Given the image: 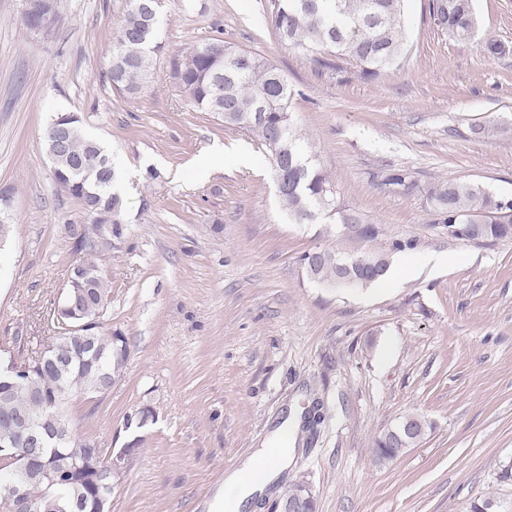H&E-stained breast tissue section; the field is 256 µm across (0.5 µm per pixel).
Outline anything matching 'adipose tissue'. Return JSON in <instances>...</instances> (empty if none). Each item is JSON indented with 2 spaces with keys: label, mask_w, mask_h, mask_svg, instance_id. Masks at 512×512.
<instances>
[{
  "label": "adipose tissue",
  "mask_w": 512,
  "mask_h": 512,
  "mask_svg": "<svg viewBox=\"0 0 512 512\" xmlns=\"http://www.w3.org/2000/svg\"><path fill=\"white\" fill-rule=\"evenodd\" d=\"M286 466V455L274 456L263 452L229 472L224 480V493L219 494L213 503L215 512H240L246 500L262 490L266 481Z\"/></svg>",
  "instance_id": "1"
}]
</instances>
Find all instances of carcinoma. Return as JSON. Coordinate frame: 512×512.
I'll return each mask as SVG.
<instances>
[{
    "mask_svg": "<svg viewBox=\"0 0 512 512\" xmlns=\"http://www.w3.org/2000/svg\"><path fill=\"white\" fill-rule=\"evenodd\" d=\"M408 0H274L269 23L280 41L297 53L331 70L352 64L360 76L378 81L402 66L408 55L404 26ZM429 16L442 34L453 39L470 38L478 27L473 0H428ZM55 12V0H34L33 10L24 17L34 27L41 15ZM160 22L159 0H130L127 13L113 33L112 56L107 76L118 91L135 95L144 90L153 75V55L159 48L156 38ZM175 78L189 94L198 112H213L224 124L251 134L269 157L280 202L295 224L329 220L340 228L359 224L356 238L372 242L380 236L379 225L342 205L329 176L316 162L297 130L291 111L294 92L281 70L264 55L220 38H211L192 47L189 63L179 66ZM70 130L69 152L53 162L56 182L81 200L93 224V236L83 235L75 243L85 254L67 285L78 296L70 308L53 315L57 336L53 346L66 358L62 366L43 363L18 378L41 395L37 401L23 390H9L0 396V437L17 430L18 415L38 416L53 405L66 388L73 396L86 394L88 380L103 372L111 382H119L126 368L128 345L121 332L104 329L102 318L110 304L109 286L98 264L99 254L122 236L123 210L114 192L117 164L97 141L89 138L81 119L74 113H59L44 132L46 154L55 146V130ZM388 192L408 195L416 183L405 169H392L381 177ZM432 223L448 227V237L468 241L512 239V198L490 192L471 180L438 182L427 195ZM415 248L412 240H393L376 250L345 253L324 248L304 253L300 262H315L312 279L332 284L346 275L366 287L387 274L391 255ZM404 419L413 422V440L396 437L387 430L376 438L377 462L391 461L401 449L422 440L430 425L417 414ZM64 437L42 436L40 460L54 469L60 482L47 486L29 483L25 493L47 503V512H92L97 490L69 470V462L85 438L75 434L64 421ZM82 507L75 508V498ZM466 512H508L495 492L476 496Z\"/></svg>",
    "mask_w": 512,
    "mask_h": 512,
    "instance_id": "carcinoma-1",
    "label": "carcinoma"
}]
</instances>
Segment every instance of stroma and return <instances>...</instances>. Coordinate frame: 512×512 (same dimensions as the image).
I'll use <instances>...</instances> for the list:
<instances>
[{"instance_id": "obj_1", "label": "stroma", "mask_w": 512, "mask_h": 512, "mask_svg": "<svg viewBox=\"0 0 512 512\" xmlns=\"http://www.w3.org/2000/svg\"><path fill=\"white\" fill-rule=\"evenodd\" d=\"M271 0H163L154 75L131 96L107 76L129 0H60L47 34L21 0H0V343L43 351L51 317L92 223L55 181L43 146L50 117L77 113L124 172V234L102 254L105 327L121 330L125 375L103 398L71 399L77 434L132 447L112 512H212L228 469L285 446L289 464L244 512H271L303 479L316 512H463L486 490L512 503V240L452 239L433 223L437 182L468 179L512 197V0H475L473 38L432 25L410 0L405 65L364 83L278 40ZM221 37L268 57L295 95V123L341 204L379 224L370 246L412 239L415 269L395 287L332 290L302 253L368 244L292 224L264 151L214 114L194 111L174 77L198 43ZM497 40L508 53L485 58ZM491 124L474 138L470 127ZM409 171L413 194L378 177ZM440 255L444 265L421 261ZM151 410L144 427L126 420ZM431 424L378 464L374 441L400 416ZM297 419L278 442L277 428Z\"/></svg>"}]
</instances>
